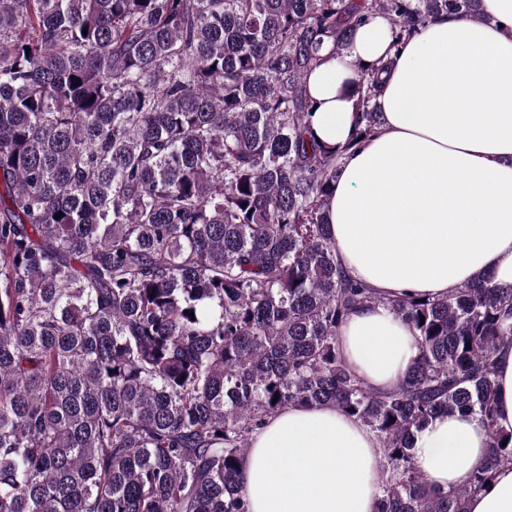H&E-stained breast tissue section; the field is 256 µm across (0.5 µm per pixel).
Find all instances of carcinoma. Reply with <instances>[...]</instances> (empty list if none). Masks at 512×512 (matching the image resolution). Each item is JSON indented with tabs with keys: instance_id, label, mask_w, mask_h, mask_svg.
I'll return each mask as SVG.
<instances>
[{
	"instance_id": "cac0c4a2",
	"label": "carcinoma",
	"mask_w": 512,
	"mask_h": 512,
	"mask_svg": "<svg viewBox=\"0 0 512 512\" xmlns=\"http://www.w3.org/2000/svg\"><path fill=\"white\" fill-rule=\"evenodd\" d=\"M481 0H0V512H249L252 432L332 404L379 437L375 512H466L512 463L495 356L512 285L383 298L342 267L327 220L341 160L381 123L310 127L308 76L369 16L396 41ZM330 46L329 56L322 55ZM60 218H55L58 213ZM383 304L416 331L388 393L339 330ZM478 417L470 486L413 460L429 421Z\"/></svg>"
}]
</instances>
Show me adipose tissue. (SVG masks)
<instances>
[{
	"label": "adipose tissue",
	"instance_id": "obj_1",
	"mask_svg": "<svg viewBox=\"0 0 512 512\" xmlns=\"http://www.w3.org/2000/svg\"><path fill=\"white\" fill-rule=\"evenodd\" d=\"M482 19L443 18L395 41L390 20L358 27L340 57L309 77L315 137L354 131L349 84L389 62L383 120L349 151L328 220L349 274L378 295L442 297L480 276L512 284V0H481ZM352 371L372 390L396 388L417 355L414 332L385 306L340 330ZM497 425L512 433V345L496 356ZM473 416L442 415L414 443L432 487L466 486L486 455ZM382 448L361 421L330 405L287 406L255 430L243 463L251 512H372ZM467 512H512V466L471 495Z\"/></svg>",
	"mask_w": 512,
	"mask_h": 512
}]
</instances>
